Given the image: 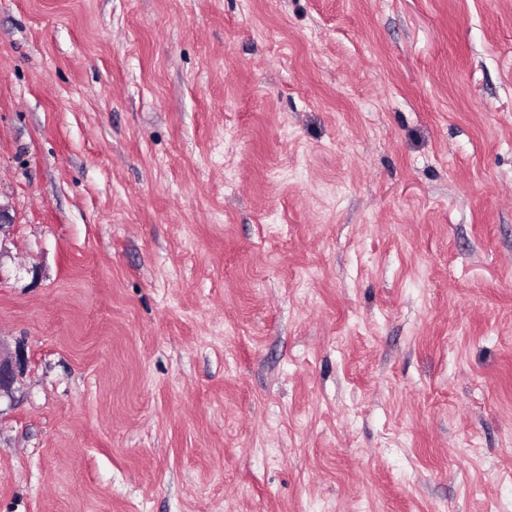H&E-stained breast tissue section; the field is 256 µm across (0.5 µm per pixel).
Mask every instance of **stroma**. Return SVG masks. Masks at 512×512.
Segmentation results:
<instances>
[{"label": "stroma", "instance_id": "1", "mask_svg": "<svg viewBox=\"0 0 512 512\" xmlns=\"http://www.w3.org/2000/svg\"><path fill=\"white\" fill-rule=\"evenodd\" d=\"M0 512H512V0H0ZM25 364L24 354L5 350L0 343V395L10 393L17 373Z\"/></svg>", "mask_w": 512, "mask_h": 512}]
</instances>
